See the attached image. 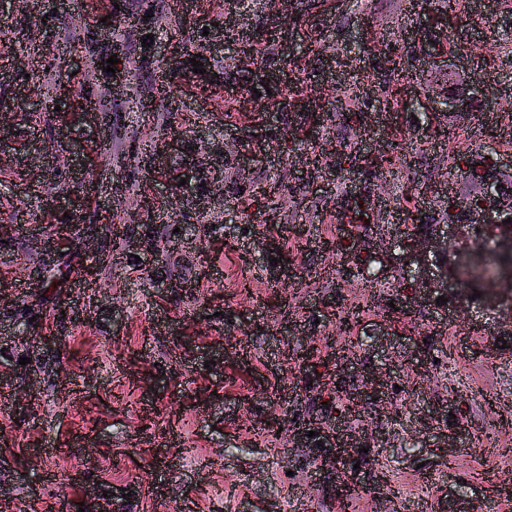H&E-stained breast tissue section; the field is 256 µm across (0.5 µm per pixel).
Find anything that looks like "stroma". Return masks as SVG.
Instances as JSON below:
<instances>
[{"instance_id": "1", "label": "stroma", "mask_w": 512, "mask_h": 512, "mask_svg": "<svg viewBox=\"0 0 512 512\" xmlns=\"http://www.w3.org/2000/svg\"><path fill=\"white\" fill-rule=\"evenodd\" d=\"M170 2L148 19L137 0H0V506L78 512L92 487L112 512H512V334L489 295L419 298L402 260L429 203L466 198L441 127L464 146L512 140V12L242 0L231 15L261 31L286 94L253 121L269 96L236 46L194 42L223 29L224 0ZM382 33L415 47L417 78L391 110L374 97L346 116L337 103L374 82ZM70 44L66 92L52 52ZM459 80L475 91L465 123L448 108ZM167 124L176 151L129 164ZM277 126L295 139L277 145ZM358 133L368 161L341 170ZM228 139L266 161L241 167ZM398 141L389 180L373 164ZM40 145L56 157L43 171ZM214 164L220 193L198 173ZM266 182L274 204L239 197ZM359 195L388 206L337 222ZM349 475L357 492L337 500Z\"/></svg>"}]
</instances>
